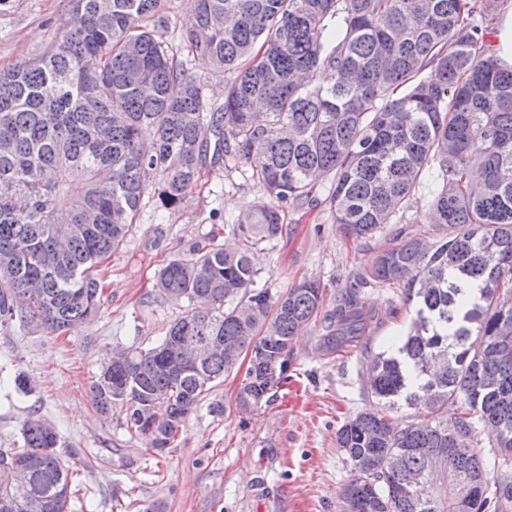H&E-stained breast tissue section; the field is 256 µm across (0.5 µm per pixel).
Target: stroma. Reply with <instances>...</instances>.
Masks as SVG:
<instances>
[{
    "mask_svg": "<svg viewBox=\"0 0 512 512\" xmlns=\"http://www.w3.org/2000/svg\"><path fill=\"white\" fill-rule=\"evenodd\" d=\"M70 18L69 0H16L0 13V67L43 52ZM253 169L250 162L206 160L197 188L174 210H156L152 191H145L135 224L105 262L101 312L78 331L45 336L0 328V372L24 374L32 385L28 394L0 389V448L21 447V425L38 412L81 473L73 512H341L339 494L350 465L336 433L368 407L366 364L400 341L412 307L400 290L362 285L360 301L378 313L380 324L348 353L325 350L323 314L400 229L395 220L375 238H345L329 205L331 180L317 184L303 206L285 210L281 234L254 254L257 285L271 295L305 279L323 290L321 314L299 334L289 379L268 402L240 411L235 397L244 373L232 371L198 402L173 447L160 453L150 440L125 430L124 412L102 416L92 400V385L113 352L135 342L152 346L187 314L186 301L159 296L158 270L210 236L232 242L230 225L268 203ZM216 403L223 413L213 412Z\"/></svg>",
    "mask_w": 512,
    "mask_h": 512,
    "instance_id": "35a3bbf8",
    "label": "stroma"
}]
</instances>
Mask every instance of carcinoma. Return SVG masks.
Listing matches in <instances>:
<instances>
[{"label":"carcinoma","mask_w":512,"mask_h":512,"mask_svg":"<svg viewBox=\"0 0 512 512\" xmlns=\"http://www.w3.org/2000/svg\"><path fill=\"white\" fill-rule=\"evenodd\" d=\"M70 2L71 24L42 55L0 69V327L80 328L102 307L101 264L148 186L174 209L208 153H257L271 203L231 225L242 244L212 238L156 278L191 306L166 335L221 336L261 359L237 392L253 410L286 374L269 377L262 362H291L322 304L314 280L277 297L256 287L254 251L281 232L282 205L304 204L328 177L341 232L371 239L436 166L435 237L398 235L359 278L403 289L414 313L396 349L372 359L364 387L377 404L337 431L351 466L342 512H512V495H498L512 491V67L485 40L498 0H197L185 61L163 40V0ZM229 72L217 105L201 78ZM63 222L88 228L64 240ZM374 320L351 286L324 343L347 348ZM159 348L125 352L93 390L99 412L125 411L127 432L151 420L160 450L236 361L217 354L201 377L178 369L177 348L162 359ZM401 402L422 421L392 418ZM21 431L23 447L0 449V493L68 512L60 436L36 420Z\"/></svg>","instance_id":"1"}]
</instances>
